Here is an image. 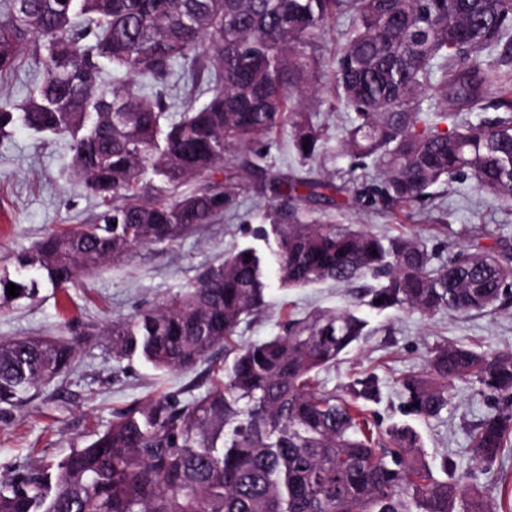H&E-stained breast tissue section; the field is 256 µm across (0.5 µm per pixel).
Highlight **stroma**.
Masks as SVG:
<instances>
[{
  "label": "stroma",
  "instance_id": "obj_1",
  "mask_svg": "<svg viewBox=\"0 0 512 512\" xmlns=\"http://www.w3.org/2000/svg\"><path fill=\"white\" fill-rule=\"evenodd\" d=\"M71 156L67 139L40 137L20 125L0 138V267L14 270L16 256L31 251L49 231L90 223L96 201L70 179ZM262 166L295 178L329 173L350 188L361 186L346 158H329L311 166L302 164L293 150L274 146ZM267 208L266 198L246 191L236 212L173 245L137 247L128 259L82 276L68 290L45 282L35 298L0 305V339L61 336L82 340L69 373L45 388L29 391L12 405L0 406V482L20 465L59 461L131 404L187 386L197 395L206 391L205 365L178 374L156 370L138 359L119 364L108 351L103 331L113 321L161 304L204 267L223 259L232 247L251 245L268 251L267 241L255 234L256 214ZM302 218L363 224L390 236L417 234L442 261L473 237L487 245L512 246V206L480 195L467 181L439 187L435 199L398 212L359 203L346 206L332 194L308 202ZM362 292L359 282L347 287L321 284L301 291L271 283L266 310L243 324L240 340L246 344L279 334L286 311L304 315L341 307ZM368 319L375 335L335 368L322 372L321 388L338 391L356 373H375L382 398L371 405V413L385 425L410 421L422 437L430 465L448 458L456 465L454 479L477 491L484 504H496L501 490L512 488V447L504 449L495 462L482 464L474 459L469 438L473 426L493 411L494 401L479 395L473 385L460 382L438 416L408 419L402 412L397 382L423 373L429 347L446 340L486 352L512 349V302L463 317L388 310L369 313Z\"/></svg>",
  "mask_w": 512,
  "mask_h": 512
}]
</instances>
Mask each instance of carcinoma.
I'll return each instance as SVG.
<instances>
[{
	"label": "carcinoma",
	"instance_id": "obj_1",
	"mask_svg": "<svg viewBox=\"0 0 512 512\" xmlns=\"http://www.w3.org/2000/svg\"><path fill=\"white\" fill-rule=\"evenodd\" d=\"M345 15L344 43L322 78L310 47ZM25 60L39 80L0 107V135L22 125L69 138L71 176L100 211L43 236L15 275L1 269V296L10 282L22 298L43 280L66 288L137 246L216 223L236 210L272 133L289 137L305 164L331 153L373 169L355 196L371 206L421 203L458 179L512 202V115L466 116L512 94V0H0V78ZM322 82L351 114L333 146L294 102H317ZM181 86L193 99L176 119L170 100ZM247 152L256 161L235 163ZM258 189L273 208L263 237L274 236L280 287L374 281L360 302L290 316L284 334L239 345L241 325L266 306L268 258L252 246L225 252L167 302L104 330L116 362L168 372L208 364V390L160 393L62 460L16 469L0 482V512H512V494L487 509L435 477L410 425L370 419L381 398L374 374L339 394L317 385L372 335L360 305L492 309L512 297V248L473 238L437 264L418 235L302 220L304 202L345 192L330 176L272 175ZM221 348L234 354L225 366L214 360ZM77 349L1 339L0 404L69 371ZM458 382L496 402L470 438L492 463L512 447V351L436 346L425 374L399 381L404 414L439 415Z\"/></svg>",
	"mask_w": 512,
	"mask_h": 512
}]
</instances>
